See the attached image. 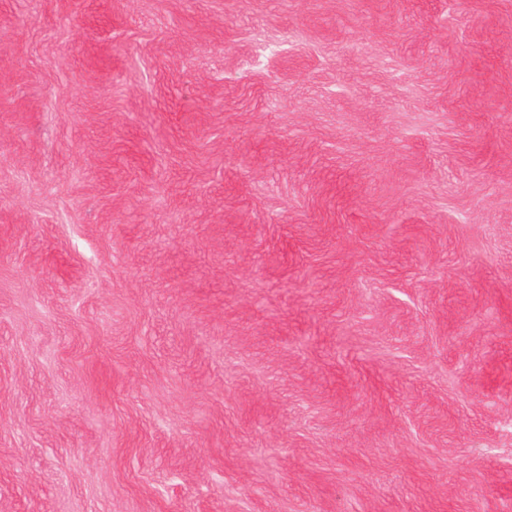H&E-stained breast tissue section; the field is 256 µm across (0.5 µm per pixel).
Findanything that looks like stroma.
<instances>
[{"label":"stroma","instance_id":"stroma-1","mask_svg":"<svg viewBox=\"0 0 512 512\" xmlns=\"http://www.w3.org/2000/svg\"><path fill=\"white\" fill-rule=\"evenodd\" d=\"M0 512H512V0H0Z\"/></svg>","mask_w":512,"mask_h":512}]
</instances>
